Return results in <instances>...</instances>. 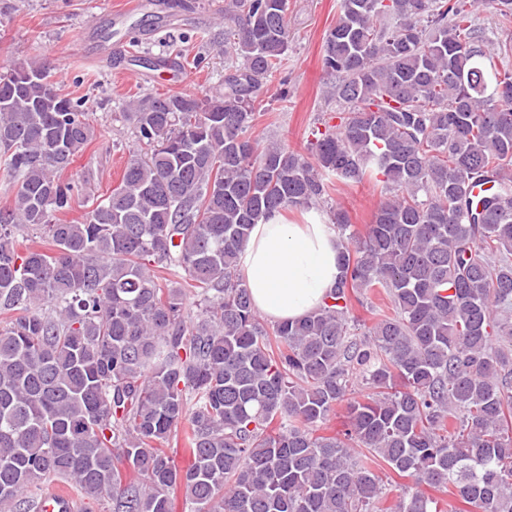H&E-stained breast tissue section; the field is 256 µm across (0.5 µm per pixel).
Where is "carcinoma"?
I'll return each instance as SVG.
<instances>
[{
	"instance_id": "1",
	"label": "carcinoma",
	"mask_w": 512,
	"mask_h": 512,
	"mask_svg": "<svg viewBox=\"0 0 512 512\" xmlns=\"http://www.w3.org/2000/svg\"><path fill=\"white\" fill-rule=\"evenodd\" d=\"M485 3L340 0L322 56L338 123L303 153L249 135L288 0H224L240 60L224 93L130 100L138 147L73 221L62 175L89 113L38 60L0 74V512H37L50 479L109 512H172L178 493L183 512H443L424 487L463 504L450 512H512V45L475 23ZM492 3L511 25L512 0ZM333 179L383 200L362 232L327 211L337 286L266 323L239 252ZM375 288L392 314L356 333ZM180 431L183 470L165 448ZM382 463L415 486L385 508Z\"/></svg>"
}]
</instances>
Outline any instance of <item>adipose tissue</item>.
<instances>
[{
	"instance_id": "obj_1",
	"label": "adipose tissue",
	"mask_w": 512,
	"mask_h": 512,
	"mask_svg": "<svg viewBox=\"0 0 512 512\" xmlns=\"http://www.w3.org/2000/svg\"><path fill=\"white\" fill-rule=\"evenodd\" d=\"M341 244L317 211L304 223L282 217L255 224L239 254L256 311L274 321H294L318 309L334 288Z\"/></svg>"
}]
</instances>
